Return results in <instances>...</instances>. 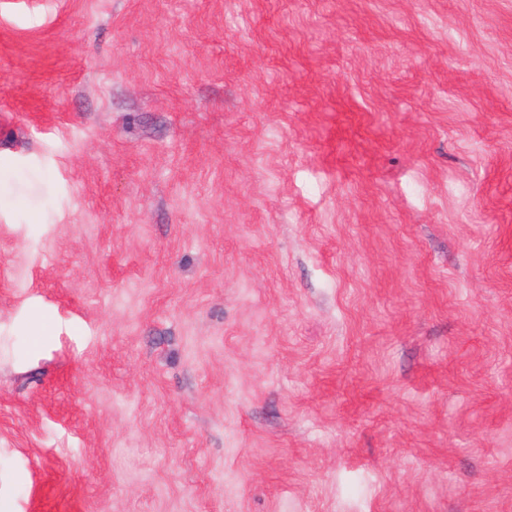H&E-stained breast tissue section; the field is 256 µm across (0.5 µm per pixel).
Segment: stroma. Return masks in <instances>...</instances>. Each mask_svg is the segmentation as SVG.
<instances>
[{"label":"stroma","mask_w":512,"mask_h":512,"mask_svg":"<svg viewBox=\"0 0 512 512\" xmlns=\"http://www.w3.org/2000/svg\"><path fill=\"white\" fill-rule=\"evenodd\" d=\"M0 512H512V0H0Z\"/></svg>","instance_id":"obj_1"}]
</instances>
